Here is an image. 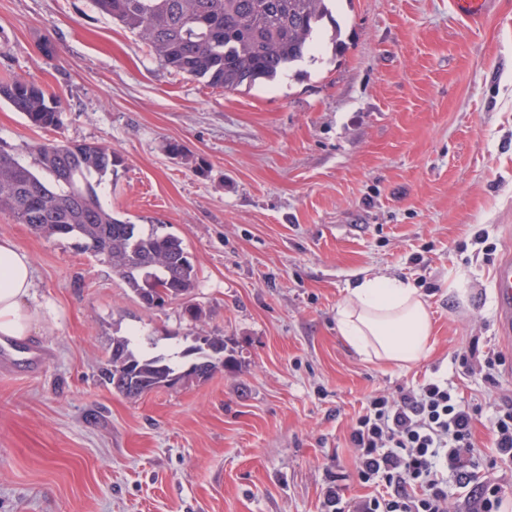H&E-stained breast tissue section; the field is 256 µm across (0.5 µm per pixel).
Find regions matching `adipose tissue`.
Returning <instances> with one entry per match:
<instances>
[{"label":"adipose tissue","instance_id":"ef3b65f1","mask_svg":"<svg viewBox=\"0 0 512 512\" xmlns=\"http://www.w3.org/2000/svg\"><path fill=\"white\" fill-rule=\"evenodd\" d=\"M42 306L30 255L0 237V339L40 333ZM337 328L363 359L407 367L432 351V323L417 288L390 276H366L348 286L336 309Z\"/></svg>","mask_w":512,"mask_h":512}]
</instances>
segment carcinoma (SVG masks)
<instances>
[{"label": "carcinoma", "instance_id": "1", "mask_svg": "<svg viewBox=\"0 0 512 512\" xmlns=\"http://www.w3.org/2000/svg\"><path fill=\"white\" fill-rule=\"evenodd\" d=\"M333 0H92L97 12L137 36L164 67L232 91L273 80L310 56L315 41L336 44L340 29ZM40 130L63 126L58 100L24 79L0 83V102ZM33 165L19 162L0 141V212L46 237L68 236L80 248L108 262L112 271L148 308L184 300V314L201 320L193 302L197 273L183 241L173 235L143 234L99 200L98 189L120 159L99 143L44 139L27 145ZM196 361L176 370L163 355L138 354L124 336L112 337L102 380L128 398L173 388L185 377L204 381L235 357L215 336L196 345Z\"/></svg>", "mask_w": 512, "mask_h": 512}]
</instances>
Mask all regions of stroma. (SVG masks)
Instances as JSON below:
<instances>
[{
  "label": "stroma",
  "mask_w": 512,
  "mask_h": 512,
  "mask_svg": "<svg viewBox=\"0 0 512 512\" xmlns=\"http://www.w3.org/2000/svg\"><path fill=\"white\" fill-rule=\"evenodd\" d=\"M336 17L341 47L224 91L161 66L91 0H0V79L60 95L59 139L112 147L102 205L183 241L207 312L146 308L76 239L0 212L51 304L25 342L41 368L0 360V512H322L339 476L355 502L371 493L351 478L363 403L430 379L479 405L475 475L512 512V460L491 442L512 398L492 285L512 250V0L473 30L450 0H336ZM45 137L0 104L22 162ZM365 275L419 288L427 359L367 361L340 336L336 307ZM198 333L224 336L237 366L137 399L99 381L113 337L185 367ZM493 351V383L459 362Z\"/></svg>",
  "instance_id": "35a3bbf8"
}]
</instances>
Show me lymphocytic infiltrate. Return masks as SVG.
Listing matches in <instances>:
<instances>
[{"label": "lymphocytic infiltrate", "mask_w": 512, "mask_h": 512, "mask_svg": "<svg viewBox=\"0 0 512 512\" xmlns=\"http://www.w3.org/2000/svg\"><path fill=\"white\" fill-rule=\"evenodd\" d=\"M475 412L439 380L370 397L349 442L357 479L383 490L351 505L341 485L330 486L324 512H450L439 466L455 468L460 484L471 482L472 474L462 469L461 461L475 448Z\"/></svg>", "instance_id": "f902f5d3"}]
</instances>
